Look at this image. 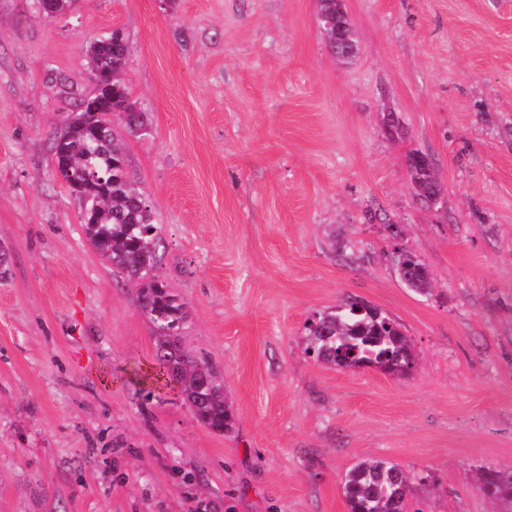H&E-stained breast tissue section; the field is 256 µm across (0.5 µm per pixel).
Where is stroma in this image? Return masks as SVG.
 Instances as JSON below:
<instances>
[{
    "instance_id": "obj_1",
    "label": "stroma",
    "mask_w": 512,
    "mask_h": 512,
    "mask_svg": "<svg viewBox=\"0 0 512 512\" xmlns=\"http://www.w3.org/2000/svg\"><path fill=\"white\" fill-rule=\"evenodd\" d=\"M344 7L340 61L318 0H0V512H347L368 459L406 472V512H512L480 479L512 475V0ZM115 29L147 129L112 131L182 342L224 380L225 433L153 380L139 290L56 174L53 140L97 90L86 48ZM350 296L401 325L410 374L306 353L307 320ZM327 44L329 51L337 59H349L357 52L356 43L351 40V34L345 33L344 28L336 27V32L332 36V40ZM331 45H335V47L332 49ZM333 50L335 52H332ZM407 167L411 182L417 183L421 188V194L419 195L424 196V202H426V197L440 195V185L431 165L426 166L409 163Z\"/></svg>"
}]
</instances>
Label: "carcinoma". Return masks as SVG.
Listing matches in <instances>:
<instances>
[{
	"instance_id": "1",
	"label": "carcinoma",
	"mask_w": 512,
	"mask_h": 512,
	"mask_svg": "<svg viewBox=\"0 0 512 512\" xmlns=\"http://www.w3.org/2000/svg\"><path fill=\"white\" fill-rule=\"evenodd\" d=\"M127 43L108 36L97 39L87 49L91 73L98 87L99 104L123 115L132 131L143 128L141 114L131 101L122 79L127 63ZM98 118L87 109H79L62 130V148L78 167L92 165L99 179L89 189L76 192L84 211L93 218L83 224L91 245L118 272L139 286V303L155 326L156 374L154 379L167 381L178 377L184 401L205 427L218 433L231 429V413L224 400V383L214 367L193 356L181 343L175 331L184 324L186 304L168 285L159 280L154 270L159 263L160 228L154 223L149 205L141 206L143 193L127 178L125 157L114 141L97 148L95 126ZM411 182L421 188V195L440 194L433 167L408 164ZM407 264L414 290L426 293L431 288L428 272L420 268V260L409 252ZM358 300L349 297L336 308L319 317L322 332L305 336L306 348L323 350L322 362L336 364V348L345 349L348 364L375 363L391 374H405L413 365V352L408 338L398 325L382 324L372 313L356 314ZM409 488V477L398 465L365 460L347 475L344 497L348 512H397L394 493ZM483 490L496 498L512 497V479L495 470L483 474Z\"/></svg>"
}]
</instances>
